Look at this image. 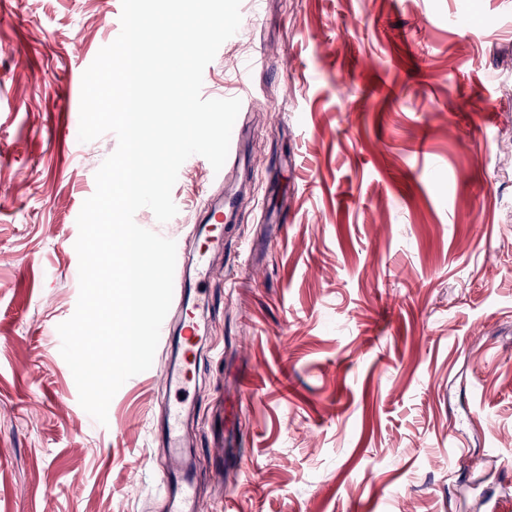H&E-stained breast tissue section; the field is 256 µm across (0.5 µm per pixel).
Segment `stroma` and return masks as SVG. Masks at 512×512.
Wrapping results in <instances>:
<instances>
[{
  "instance_id": "35a3bbf8",
  "label": "stroma",
  "mask_w": 512,
  "mask_h": 512,
  "mask_svg": "<svg viewBox=\"0 0 512 512\" xmlns=\"http://www.w3.org/2000/svg\"><path fill=\"white\" fill-rule=\"evenodd\" d=\"M121 0H0V512H164L152 373L79 404L60 353L77 216L113 133L78 139L81 78ZM204 98L252 87L249 166H181L180 246L242 194L192 370L196 512H512V0H242ZM263 56L264 66L245 73ZM224 403L238 443L212 474Z\"/></svg>"
}]
</instances>
